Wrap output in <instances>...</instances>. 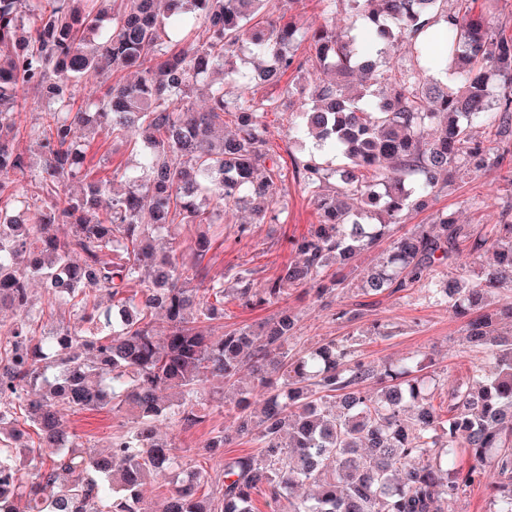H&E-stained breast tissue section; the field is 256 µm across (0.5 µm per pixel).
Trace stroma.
<instances>
[{
  "label": "stroma",
  "instance_id": "1",
  "mask_svg": "<svg viewBox=\"0 0 512 512\" xmlns=\"http://www.w3.org/2000/svg\"><path fill=\"white\" fill-rule=\"evenodd\" d=\"M265 148L279 163L283 178L272 205L273 218L263 224L250 221L247 208H233L224 213V232L217 237L205 262L210 275H220L225 286H233L232 276L242 269L252 270L255 287H263L267 278L277 274L282 262L291 260L285 249L287 238L306 233L318 215L313 199L294 172L295 158L308 156L307 148L295 144L288 135V114L279 110L266 113ZM512 202V183L494 174H485L473 166H462L452 183L429 200L419 212L409 213L403 223L392 226L388 238L382 239L361 257L362 266H369L382 257L390 240L416 224L433 223L438 214L445 213L457 223L472 224L488 231L496 224H512V212H505L506 203ZM249 225L247 236H240L241 225ZM344 307L357 314L355 321L341 323L333 320L334 307ZM334 307L325 306L302 289L291 288L279 305H265L250 309L226 302L223 321L213 322V330L254 325L287 308L298 316L295 337L291 342L294 352L300 353L321 343L336 340L354 345L365 361L375 365L399 363L415 355L432 357L436 383L440 389L434 400L438 410H446L447 394L454 387L471 381L475 369L486 363L485 354L472 352L462 342V323L450 308L431 297L421 288L390 294L371 296L363 294L358 281H350L336 296ZM379 323L385 333L366 335L370 323ZM227 410L214 411L208 420L191 429L162 426L161 433L175 445L180 472L197 473L202 493H210L222 480L218 459L203 455L201 445L211 430L229 425ZM131 422L123 413L80 412L68 415L65 426L76 433L86 446L97 452L109 451L115 435L127 431Z\"/></svg>",
  "mask_w": 512,
  "mask_h": 512
}]
</instances>
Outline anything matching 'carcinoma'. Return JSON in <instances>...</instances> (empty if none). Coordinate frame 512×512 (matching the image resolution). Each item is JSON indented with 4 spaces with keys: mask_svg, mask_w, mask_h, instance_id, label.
I'll return each mask as SVG.
<instances>
[{
    "mask_svg": "<svg viewBox=\"0 0 512 512\" xmlns=\"http://www.w3.org/2000/svg\"><path fill=\"white\" fill-rule=\"evenodd\" d=\"M271 2L0 0V306L15 313L0 322V512H255L262 488L271 512H448L489 470L497 475L492 512H512V330L500 329L512 324V304L487 308L512 288V224L484 234L446 215L416 224L363 275L366 294L426 289L462 320L466 347L488 356L472 382L448 393L445 415L434 407L433 362L424 356L378 368L334 341L296 355L297 317L288 313L258 332L242 326L215 336L205 327L224 318L227 298L257 308L288 286L332 294L361 252L438 193L458 164L499 169L504 156L476 140L471 123L512 136V94L495 101L488 90L492 75L512 89V39L492 31L474 0H454L453 10L448 0H349L364 20L357 33L255 21ZM439 22L445 78L421 64L399 74L386 67L390 47L418 46ZM302 41L310 55L298 67L309 77L333 71L336 80L319 81L310 103L288 88L299 101L288 132L342 165L295 163L318 214L307 234L286 240L302 261L262 288L240 270L226 288L224 275L201 266L208 233L186 256L159 252L153 241L175 226L216 224L247 198L259 201L256 222H265L281 177L264 150L274 103L228 98L208 78L233 65L247 42L260 63L243 81L277 82ZM115 62L138 70L137 81L73 110L75 84L101 79ZM198 90L202 111L190 103ZM30 91L43 112L28 126L20 109ZM229 113L237 132L220 137ZM100 135L139 158L119 198H109L112 178L87 165ZM24 136L38 143V157L18 150ZM20 175L38 191L21 193ZM332 178L339 188L327 193ZM372 215L385 220L365 223ZM463 245L473 256L492 252V262L471 281L434 277ZM102 294L112 305L101 306ZM54 306L71 308L74 321L38 332ZM157 314L167 323L162 336ZM246 368L263 389L257 415L249 411L255 388L239 381ZM214 378L233 393L234 421L213 430L204 452L246 436L261 453L221 456L224 480L210 496L199 494L191 472L145 510L144 486L177 466L157 425L193 427L206 421L202 402L226 406L224 393L207 391ZM78 410H123L132 430L97 455L63 426Z\"/></svg>",
    "mask_w": 512,
    "mask_h": 512,
    "instance_id": "obj_1",
    "label": "carcinoma"
}]
</instances>
